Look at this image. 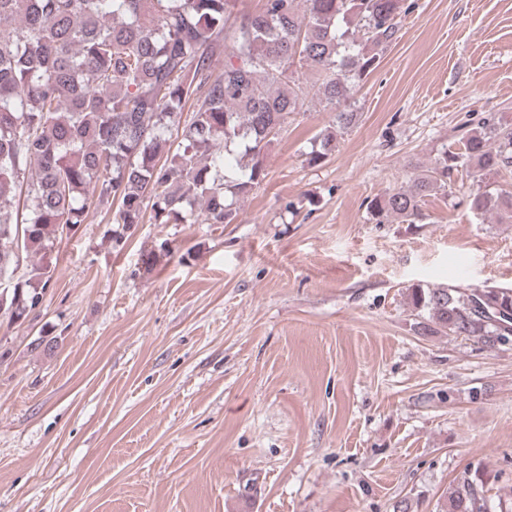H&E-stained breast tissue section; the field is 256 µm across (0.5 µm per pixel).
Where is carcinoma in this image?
<instances>
[{
  "label": "carcinoma",
  "instance_id": "obj_1",
  "mask_svg": "<svg viewBox=\"0 0 512 512\" xmlns=\"http://www.w3.org/2000/svg\"><path fill=\"white\" fill-rule=\"evenodd\" d=\"M0 0V277L20 252H46L57 236L113 211L115 245L151 211L155 224H232L238 202L267 177L265 153L308 96L334 113L308 163L336 152L358 121L351 87L377 69L397 39L405 0ZM224 64L216 68L219 57ZM311 71L310 90L296 87ZM191 118L183 119L186 105ZM178 138L169 149L170 138ZM224 145L237 172L220 173ZM472 168L490 183L468 196L477 218L512 221V192L491 179L512 169V124L481 117L409 185L366 200L373 220L417 224L425 199ZM50 269L37 263L4 299L25 319L43 300ZM423 328L512 342V288L410 289ZM435 512H494L479 470H467Z\"/></svg>",
  "mask_w": 512,
  "mask_h": 512
}]
</instances>
